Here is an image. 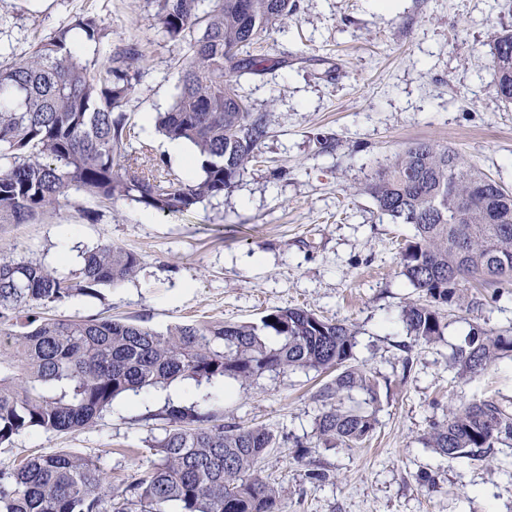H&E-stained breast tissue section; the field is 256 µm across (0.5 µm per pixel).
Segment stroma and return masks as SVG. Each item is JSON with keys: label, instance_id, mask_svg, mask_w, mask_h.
Returning <instances> with one entry per match:
<instances>
[{"label": "stroma", "instance_id": "stroma-1", "mask_svg": "<svg viewBox=\"0 0 512 512\" xmlns=\"http://www.w3.org/2000/svg\"><path fill=\"white\" fill-rule=\"evenodd\" d=\"M298 13L264 38L271 71L241 78L240 92L267 113L270 133L256 162L224 195L178 214L120 199L71 193L28 224H0V246L66 273L65 244L82 254L102 245L137 253L135 275L53 309L59 318H135L163 331L199 321H259L270 309L300 306L357 332V364L376 371L379 425L357 448H323L314 435L320 405L315 371L268 372L243 385L214 384L203 407L216 422L262 425L281 441L262 474L287 488L284 512H512V447L483 459L437 454L423 444L432 422L475 400L512 404V358L464 380L450 364L454 345L477 322L512 327V290L472 288L447 316L441 339L414 346L401 313L414 293L400 274L409 225L393 223L364 187L410 144L429 142L512 190V110L498 100L491 31L512 28V0H299ZM99 16L113 47L138 44L149 59L127 105L146 164L195 179L163 146L149 119L178 91L182 45L155 23L156 0H0V61L24 56L69 17ZM96 212L87 220L84 209ZM192 381L117 397L85 429L30 431L0 447V470L66 449L97 460L120 492L154 457L148 446L169 427L159 411L194 400ZM328 470L323 484L303 473ZM432 485L419 479L421 472Z\"/></svg>", "mask_w": 512, "mask_h": 512}]
</instances>
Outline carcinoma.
Here are the masks:
<instances>
[{
	"mask_svg": "<svg viewBox=\"0 0 512 512\" xmlns=\"http://www.w3.org/2000/svg\"><path fill=\"white\" fill-rule=\"evenodd\" d=\"M157 21L171 42L188 46L179 92L158 114V131L190 143L203 175L184 181L141 162L130 149L126 105L147 65L134 45L93 54L111 30L75 14L32 51L0 66V224H24L59 207L71 191L101 201L129 199L158 212H184L230 190L269 133L267 113L251 108L239 81L265 69L245 48L297 12L298 0H157ZM202 35L194 36L196 30ZM495 91L512 105V29L489 41ZM376 206L414 230L401 250L400 274L419 299L402 309L415 344L448 327L442 308H461L466 284L512 286V191L456 151L417 143L365 186ZM138 255L105 245L62 274L0 249V446L24 432H73L90 426L113 399L217 379L241 384L266 372L334 370L315 393L322 411L317 445L356 447L378 424V373L353 364L351 325L299 307L274 308L257 322L210 321L159 333L138 320L62 319L40 311L97 286L133 276ZM512 356V335L477 322L454 347L451 364L473 378ZM172 423L152 445L156 461L112 501L97 461L67 450L28 458L0 473V512H282L283 487L262 476L274 431L212 423L191 406L167 405ZM512 441V409L493 400L449 411L424 445L450 459L488 456Z\"/></svg>",
	"mask_w": 512,
	"mask_h": 512,
	"instance_id": "cac0c4a2",
	"label": "carcinoma"
}]
</instances>
